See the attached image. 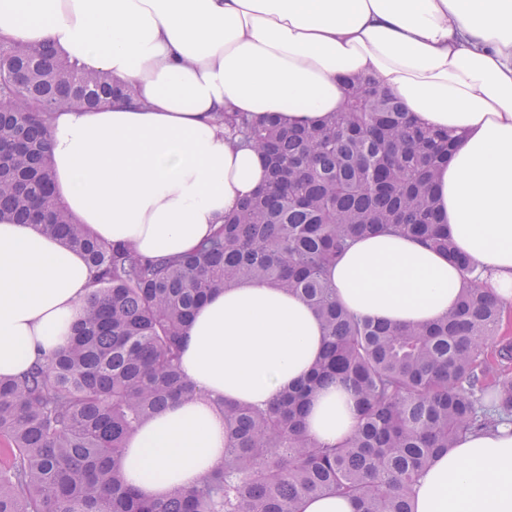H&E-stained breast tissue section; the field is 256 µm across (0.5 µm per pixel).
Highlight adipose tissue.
Listing matches in <instances>:
<instances>
[{
  "mask_svg": "<svg viewBox=\"0 0 512 512\" xmlns=\"http://www.w3.org/2000/svg\"><path fill=\"white\" fill-rule=\"evenodd\" d=\"M0 36L133 87L128 101L54 113L51 169L78 223L150 259L192 252L267 182L221 113L310 123L344 109V77H374L419 124L457 135L438 175L441 222L512 306V0H0ZM95 278L59 239L0 221V377L68 346ZM328 278L352 314L401 326L447 315L467 286L447 255L396 233L357 237ZM323 344L315 310L285 289L213 293L183 333L197 395L128 438L125 481L151 498L191 489L224 461L222 404L272 401ZM355 423L333 387L313 397L306 433L333 444ZM414 512H512V423L438 455Z\"/></svg>",
  "mask_w": 512,
  "mask_h": 512,
  "instance_id": "ef3b65f1",
  "label": "adipose tissue"
}]
</instances>
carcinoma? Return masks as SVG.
<instances>
[{
  "instance_id": "1",
  "label": "carcinoma",
  "mask_w": 512,
  "mask_h": 512,
  "mask_svg": "<svg viewBox=\"0 0 512 512\" xmlns=\"http://www.w3.org/2000/svg\"><path fill=\"white\" fill-rule=\"evenodd\" d=\"M344 110L316 127L221 115L262 153L268 186L224 218L192 253L142 258L105 244L51 187L48 120L64 108L129 98L130 85L58 55L0 39V218L33 224L81 252L97 275L71 344L0 380V512H297L332 494L356 512H412L435 456L512 422V346L489 344L503 308L481 288L445 317L402 327L355 317L327 269L353 239L394 231L445 252L474 284L437 220L436 175L456 138L413 122L372 77H348ZM240 280L273 283L319 315L326 347L311 374L262 408L224 404V462L188 492L160 501L126 485L119 459L144 421L195 389L180 341L199 304ZM327 384L353 393L354 433L311 440L305 408Z\"/></svg>"
}]
</instances>
